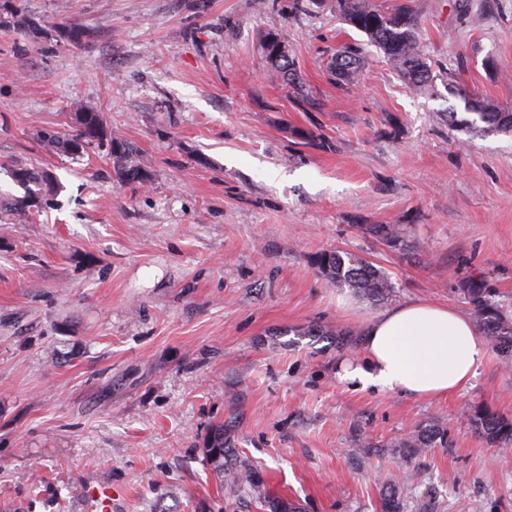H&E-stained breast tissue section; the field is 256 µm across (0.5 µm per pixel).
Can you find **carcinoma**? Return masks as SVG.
<instances>
[{
  "instance_id": "obj_1",
  "label": "carcinoma",
  "mask_w": 512,
  "mask_h": 512,
  "mask_svg": "<svg viewBox=\"0 0 512 512\" xmlns=\"http://www.w3.org/2000/svg\"><path fill=\"white\" fill-rule=\"evenodd\" d=\"M336 9L346 22L363 33L370 44L378 48L392 66L417 88L425 87L429 82V69L420 45L417 24L412 14L399 7L385 11L373 3V0H336ZM277 41H287L285 35L266 32L259 40L262 56L274 77L293 76V58L277 59L273 56L272 46ZM361 68L356 53L346 50L340 54V60L331 67V75H339L351 82ZM474 118L459 119L454 107H448V122L458 124L473 137L512 132V111L486 101L472 107ZM42 142L68 155L76 140H84L87 149L105 147L112 156L115 174L124 183H143L147 181L146 171L138 165L133 147L123 138L106 134L98 139L80 125L73 127L71 134L62 136L54 130L40 132ZM27 186L26 194L14 200V209L26 212L33 207V201L39 195L52 193L56 189L53 177L38 170L22 171ZM38 189L32 190L28 185ZM365 233L381 240L390 247L404 244L403 228L396 224H374L365 228ZM318 272L329 283L338 288H347L354 295L372 302L389 299L392 284L387 275L367 260L341 251L324 252L315 260ZM461 291L469 300L471 315L478 330L489 337L499 352L503 363L512 365V314L504 310L492 299L491 288L485 276H470L461 284ZM467 418L474 431L487 444L503 453L512 451V420L491 412L487 408L474 407ZM448 447V431L435 425L419 426L408 436L394 443V447L412 456L423 453L436 446ZM204 453L212 471L219 481L232 493L246 490H258L263 482L254 470L237 462L232 448L230 428L217 426L207 438ZM414 497L413 490L393 478L383 484L381 490V512H404L406 502Z\"/></svg>"
}]
</instances>
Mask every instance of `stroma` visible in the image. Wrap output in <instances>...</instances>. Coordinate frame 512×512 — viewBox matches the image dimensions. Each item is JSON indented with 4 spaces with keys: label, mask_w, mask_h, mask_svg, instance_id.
<instances>
[{
    "label": "stroma",
    "mask_w": 512,
    "mask_h": 512,
    "mask_svg": "<svg viewBox=\"0 0 512 512\" xmlns=\"http://www.w3.org/2000/svg\"><path fill=\"white\" fill-rule=\"evenodd\" d=\"M375 3L414 14L428 89L335 0H0V200L24 196L19 169L59 183L29 212L0 210V512H101L102 486L111 512H266L206 461L222 422L301 512H381L393 476L415 490L409 512H512V464L465 416L512 420L495 348L444 399L341 378L376 316L469 312L468 276L512 307V134L471 138L446 117L471 98L512 109V0ZM263 31L286 35L300 90L270 75ZM347 49L363 64L339 83ZM80 105L135 148L146 183L119 182L107 148L38 141L70 132ZM368 224L403 225L405 246ZM333 250L385 271L391 300L330 285L315 260ZM424 425L447 447L399 458L394 441Z\"/></svg>",
    "instance_id": "1"
}]
</instances>
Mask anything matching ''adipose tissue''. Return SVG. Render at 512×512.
I'll return each mask as SVG.
<instances>
[{
	"instance_id": "1",
	"label": "adipose tissue",
	"mask_w": 512,
	"mask_h": 512,
	"mask_svg": "<svg viewBox=\"0 0 512 512\" xmlns=\"http://www.w3.org/2000/svg\"><path fill=\"white\" fill-rule=\"evenodd\" d=\"M485 352L469 316L441 305L408 303L369 323L363 357L344 368L343 377L364 389L447 397L470 382Z\"/></svg>"
}]
</instances>
